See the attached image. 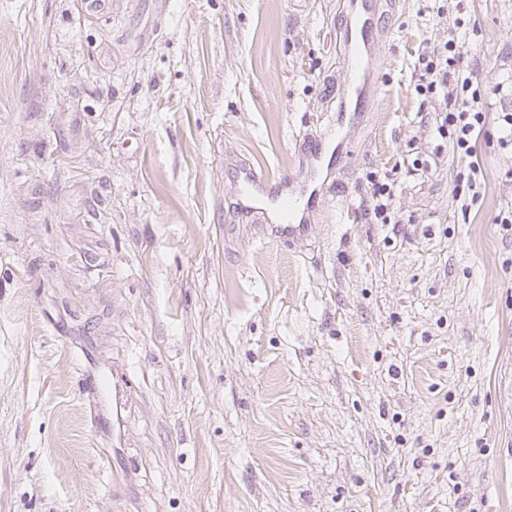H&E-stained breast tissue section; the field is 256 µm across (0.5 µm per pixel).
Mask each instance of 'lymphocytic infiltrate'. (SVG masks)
Here are the masks:
<instances>
[{
	"mask_svg": "<svg viewBox=\"0 0 512 512\" xmlns=\"http://www.w3.org/2000/svg\"><path fill=\"white\" fill-rule=\"evenodd\" d=\"M464 44L452 37L445 42L426 45L414 70L418 76L415 91L430 99L429 124L435 135L453 153L468 157V173L458 184L456 195L464 206H472L481 196L484 178L475 146L478 133L487 119H495L502 145H512V113H492V100L504 85L476 82L472 68L463 64Z\"/></svg>",
	"mask_w": 512,
	"mask_h": 512,
	"instance_id": "lymphocytic-infiltrate-1",
	"label": "lymphocytic infiltrate"
}]
</instances>
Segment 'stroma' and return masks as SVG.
<instances>
[{
    "instance_id": "stroma-1",
    "label": "stroma",
    "mask_w": 512,
    "mask_h": 512,
    "mask_svg": "<svg viewBox=\"0 0 512 512\" xmlns=\"http://www.w3.org/2000/svg\"><path fill=\"white\" fill-rule=\"evenodd\" d=\"M423 5L344 118L348 0H0V512H512V145L462 209L413 74L465 27L512 81V0ZM238 206L244 212L257 209L255 204L259 201L269 200L275 204L273 221L271 225L272 233L281 239H293L305 227L301 224L300 214L302 211V199L307 195V199L315 189L303 190L298 195L288 194L281 197L273 195L269 179L263 173L255 170H247L239 176ZM372 192L370 214L376 220V224H398L402 219L394 208L395 185L393 183L379 182L371 176Z\"/></svg>"
}]
</instances>
